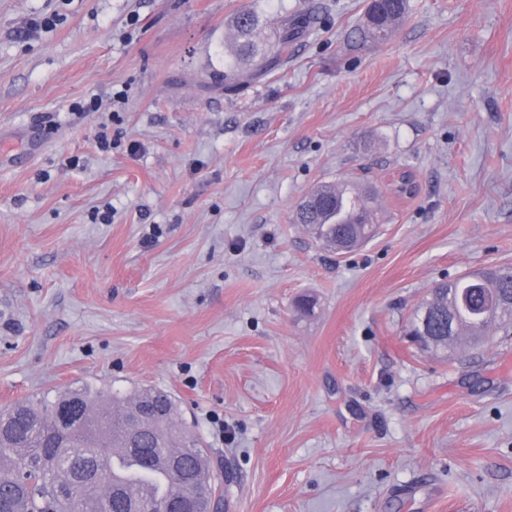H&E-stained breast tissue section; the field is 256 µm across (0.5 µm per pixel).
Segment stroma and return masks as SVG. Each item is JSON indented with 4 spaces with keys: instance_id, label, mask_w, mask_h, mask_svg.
Returning <instances> with one entry per match:
<instances>
[{
    "instance_id": "obj_1",
    "label": "stroma",
    "mask_w": 512,
    "mask_h": 512,
    "mask_svg": "<svg viewBox=\"0 0 512 512\" xmlns=\"http://www.w3.org/2000/svg\"><path fill=\"white\" fill-rule=\"evenodd\" d=\"M409 4L378 42L366 0H0V408L167 390L229 512H512V336L445 361L403 334L512 264V0ZM248 6L267 42L320 23L228 93ZM344 179L381 231L338 255L291 215ZM312 11L303 9L283 16L277 33V50L273 57L265 62V68L276 65L281 58H288V49L297 41L309 36L314 24Z\"/></svg>"
}]
</instances>
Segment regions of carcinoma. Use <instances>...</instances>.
<instances>
[{
  "label": "carcinoma",
  "mask_w": 512,
  "mask_h": 512,
  "mask_svg": "<svg viewBox=\"0 0 512 512\" xmlns=\"http://www.w3.org/2000/svg\"><path fill=\"white\" fill-rule=\"evenodd\" d=\"M408 0H368L363 33L374 40L392 34L405 17ZM314 24L312 11L303 9L283 16L277 33V50L265 62L270 67L288 57V49L309 36ZM261 20L252 9L234 15L233 44L224 55V73L216 75L224 89L232 91L241 83L248 62L259 54L258 33ZM368 190L348 193L340 198L320 194L313 203L299 202L292 212V223L313 224L323 216L326 236L337 250L343 251L369 239L374 231V212ZM511 274H501V267H489L478 276L485 287L501 293L497 313L489 320L477 321L461 312L455 301L448 300V288L463 286L464 277L437 284L419 306L428 310L427 332L440 338L436 348L440 357L453 356L456 342H448V316L456 326L464 323L478 329L469 348L486 342L484 331L492 329L505 336L512 334ZM125 392L93 385L67 386L19 400L0 410V512H128L135 504L127 492L114 484L112 470L116 449L124 448L140 457L134 443L155 449L153 461L170 456L179 466L170 467V478L180 487V498L201 501L207 509L218 510L220 476L214 471L198 433L182 422L180 407L167 391L145 387V393L129 406L122 405ZM70 398L81 401L84 426L64 430L57 426L55 407ZM82 484V493L72 497L65 489Z\"/></svg>",
  "instance_id": "carcinoma-1"
}]
</instances>
